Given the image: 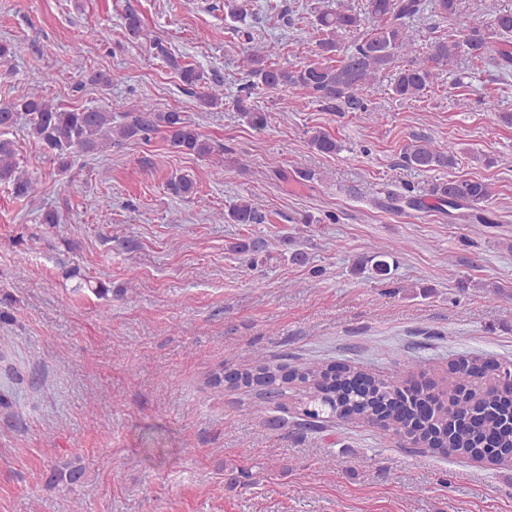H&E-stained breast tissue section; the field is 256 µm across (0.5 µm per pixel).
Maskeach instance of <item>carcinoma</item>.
I'll return each mask as SVG.
<instances>
[{
	"label": "carcinoma",
	"instance_id": "obj_1",
	"mask_svg": "<svg viewBox=\"0 0 512 512\" xmlns=\"http://www.w3.org/2000/svg\"><path fill=\"white\" fill-rule=\"evenodd\" d=\"M430 10L452 20L460 10L459 0H366L359 11L336 0H326L314 11L320 38L316 42V59L291 68L275 62L280 43L255 44L252 33L235 26L241 20L243 6L237 0H224V19L233 22L231 29L244 41L246 83L234 101L236 110L251 124L261 117L248 105L258 89L297 91L319 102L330 112L369 111L365 94L380 76L392 72L390 91L399 100L420 101L439 84L440 71L453 72L459 57L483 65H491L503 75L512 74V11L500 7L497 0H484V10L493 19L486 26L473 22L459 33L452 31L421 47L407 38L411 20ZM128 37L143 34L141 20L130 11L124 16ZM353 34L354 41L343 45V36ZM156 53L176 71L181 82L199 89V105L215 109L223 105L224 86L218 79L207 81L197 67L179 62L159 41L153 43ZM484 110L497 121L512 126V112L498 109L492 98L481 100ZM30 116L28 135L47 149L59 170L66 171L70 154L81 149L102 151L112 144L140 137L150 138L155 131L164 133L167 143L177 152L206 158L213 153L210 141L178 111L155 112L146 105L124 123H116L112 113L99 108H63L39 96L27 95L13 104L0 107V182L11 185L20 198L39 193V184L19 170L13 141L6 138L14 127L17 112ZM310 146L326 155L342 150V145L329 133L315 130ZM405 162L423 171L454 168L459 163L453 145L438 148L432 142L417 138L404 147ZM178 196L195 193L194 181L187 175H175L167 183ZM440 208L456 211L466 224H491L485 209L492 196L489 183L479 179H452L435 183L430 188ZM260 204L244 197L228 212H212L216 221L228 224H257L263 216ZM390 254L377 250L368 261L380 277L391 273L387 261ZM485 358L473 357L450 364L455 384L443 392L433 384L418 383L399 373H368L351 365L301 362L294 366L280 363L267 355L248 350L242 364L234 369L231 388L259 387L265 391L264 401L273 403L287 395L294 384L304 393L301 418L294 422L300 432L325 429L327 420L362 423L371 428L391 432L399 443L422 445L433 452L487 460L492 465L503 460L487 456L492 443L498 448H512V392L503 386L512 376V360L497 362L496 372L485 369Z\"/></svg>",
	"mask_w": 512,
	"mask_h": 512
}]
</instances>
